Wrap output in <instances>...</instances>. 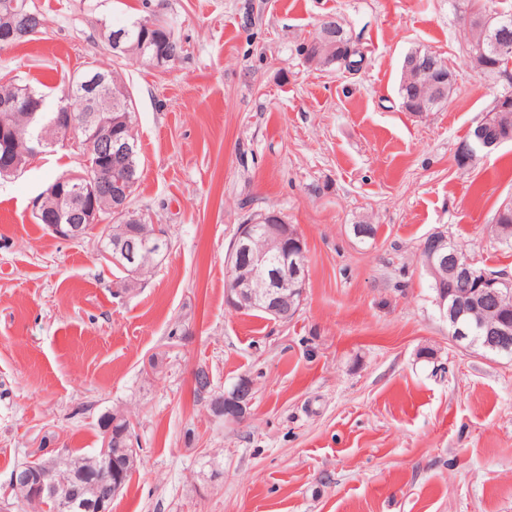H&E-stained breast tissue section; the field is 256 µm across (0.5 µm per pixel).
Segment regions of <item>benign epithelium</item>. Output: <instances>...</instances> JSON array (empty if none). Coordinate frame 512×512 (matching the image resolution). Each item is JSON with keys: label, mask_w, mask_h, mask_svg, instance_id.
<instances>
[{"label": "benign epithelium", "mask_w": 512, "mask_h": 512, "mask_svg": "<svg viewBox=\"0 0 512 512\" xmlns=\"http://www.w3.org/2000/svg\"><path fill=\"white\" fill-rule=\"evenodd\" d=\"M512 27V18L503 14L498 7L488 9L478 25L482 38L492 49V53L506 55L507 45L502 40V33ZM339 33L336 20L327 18L318 26L316 37L305 46V54L311 48H329L334 44L335 34ZM406 67L413 68L428 76L433 88V98H438L443 89L442 83L448 80L445 73L448 64L437 54L416 52L406 59ZM81 84L85 93L96 99L93 111L87 113L82 122L77 123L70 116L63 115L64 104L56 106L57 115L41 126L38 134L26 135L19 140V149L29 159L40 155L41 148L53 147L59 143L73 147L83 146L91 152L110 157L130 155L129 137L133 136L130 116L116 117L107 108V101L112 93V86L107 76L96 70L88 69L82 77ZM508 142L502 136H489L479 131L474 141L460 144L457 150L462 165L471 163L477 153L492 149ZM59 183L68 185V190L50 188L43 197V205L51 204L53 211H69L73 218L71 224H52L51 230L68 239L79 235L84 224L104 225L101 214L105 211L127 214L130 212L128 189L116 183L113 186L98 179H91L83 174L63 177ZM261 225L262 237L267 241L263 251L253 247L255 225ZM430 240L436 243L432 252L431 270L437 280V304L441 316L448 321L451 338L469 347L480 346L490 352L503 353L512 349V312L504 313L491 323L482 325L479 332L460 323L466 313L461 303L455 300L454 289L445 288V276L455 277L467 283L469 303L472 306L490 295L496 296L512 290V277L505 274H493L485 270H474L475 260L459 251L448 250L447 239L432 235ZM305 246L296 229L287 224L265 223L259 218L239 228L234 246L225 256V269L233 275L245 266L250 270V277L233 280V288L227 292V301L241 307H268L277 314H291L295 297H303L305 288ZM259 276L267 288L257 293L250 286V278ZM254 384L251 378H240L224 395L214 399L208 408L212 416L224 423L235 425L243 423L250 414L253 402ZM60 466L46 476L35 477V465L25 464L10 476L8 488L15 493H24L23 500L31 504L44 505L51 500L58 512H67L75 498L76 480L79 469L66 466L65 475H59Z\"/></svg>", "instance_id": "obj_1"}]
</instances>
